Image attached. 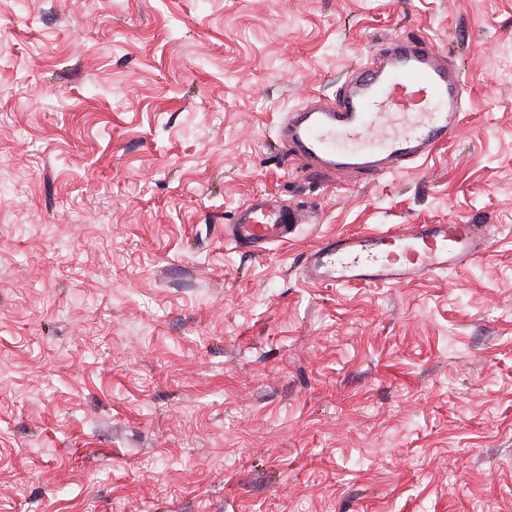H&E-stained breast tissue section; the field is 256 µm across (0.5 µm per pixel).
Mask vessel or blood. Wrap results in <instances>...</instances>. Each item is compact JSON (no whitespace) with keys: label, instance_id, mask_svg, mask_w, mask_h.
Wrapping results in <instances>:
<instances>
[{"label":"vessel or blood","instance_id":"vessel-or-blood-1","mask_svg":"<svg viewBox=\"0 0 512 512\" xmlns=\"http://www.w3.org/2000/svg\"><path fill=\"white\" fill-rule=\"evenodd\" d=\"M469 91L428 38L391 39L351 70L335 98L287 112L277 142L316 174L379 178L428 159L454 137ZM308 221L263 194L225 225L224 238L263 253ZM487 242L484 224H403L339 234L307 252L300 275L314 285L410 284L467 266Z\"/></svg>","mask_w":512,"mask_h":512}]
</instances>
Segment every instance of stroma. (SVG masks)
<instances>
[{
	"mask_svg": "<svg viewBox=\"0 0 512 512\" xmlns=\"http://www.w3.org/2000/svg\"><path fill=\"white\" fill-rule=\"evenodd\" d=\"M470 93L418 167L276 148L376 43ZM312 212L265 256L252 196ZM487 224L476 264L318 286L321 238ZM0 512H512V0H0Z\"/></svg>",
	"mask_w": 512,
	"mask_h": 512,
	"instance_id": "obj_1",
	"label": "stroma"
}]
</instances>
